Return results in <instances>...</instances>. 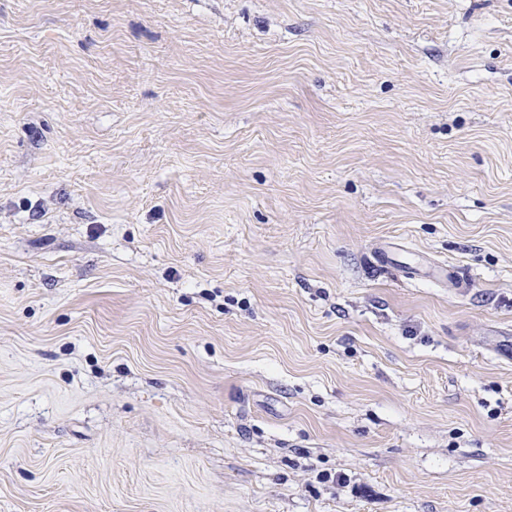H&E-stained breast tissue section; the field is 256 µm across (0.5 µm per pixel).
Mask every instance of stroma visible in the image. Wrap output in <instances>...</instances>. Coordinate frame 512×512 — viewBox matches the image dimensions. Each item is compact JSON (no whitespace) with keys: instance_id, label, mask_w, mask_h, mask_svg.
<instances>
[{"instance_id":"obj_1","label":"stroma","mask_w":512,"mask_h":512,"mask_svg":"<svg viewBox=\"0 0 512 512\" xmlns=\"http://www.w3.org/2000/svg\"><path fill=\"white\" fill-rule=\"evenodd\" d=\"M0 512H512V0H0Z\"/></svg>"}]
</instances>
